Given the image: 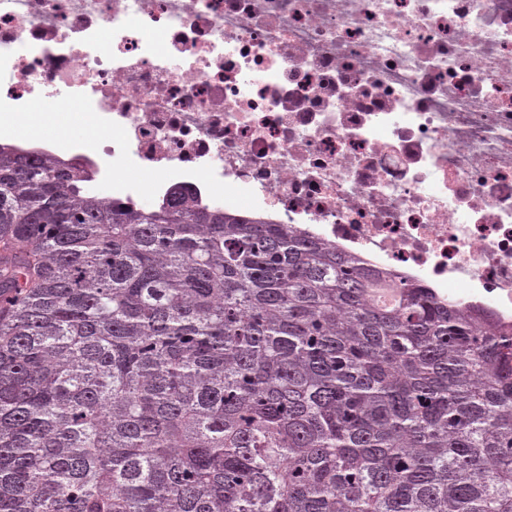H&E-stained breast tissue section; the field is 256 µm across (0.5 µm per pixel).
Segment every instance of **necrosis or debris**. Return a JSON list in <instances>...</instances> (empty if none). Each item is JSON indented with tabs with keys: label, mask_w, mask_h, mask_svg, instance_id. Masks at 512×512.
Segmentation results:
<instances>
[{
	"label": "necrosis or debris",
	"mask_w": 512,
	"mask_h": 512,
	"mask_svg": "<svg viewBox=\"0 0 512 512\" xmlns=\"http://www.w3.org/2000/svg\"><path fill=\"white\" fill-rule=\"evenodd\" d=\"M74 103L177 185L512 331V0H0V120Z\"/></svg>",
	"instance_id": "obj_1"
}]
</instances>
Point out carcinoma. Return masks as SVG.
<instances>
[{
  "instance_id": "1",
  "label": "carcinoma",
  "mask_w": 512,
  "mask_h": 512,
  "mask_svg": "<svg viewBox=\"0 0 512 512\" xmlns=\"http://www.w3.org/2000/svg\"><path fill=\"white\" fill-rule=\"evenodd\" d=\"M93 182L0 142V512H512V333Z\"/></svg>"
}]
</instances>
